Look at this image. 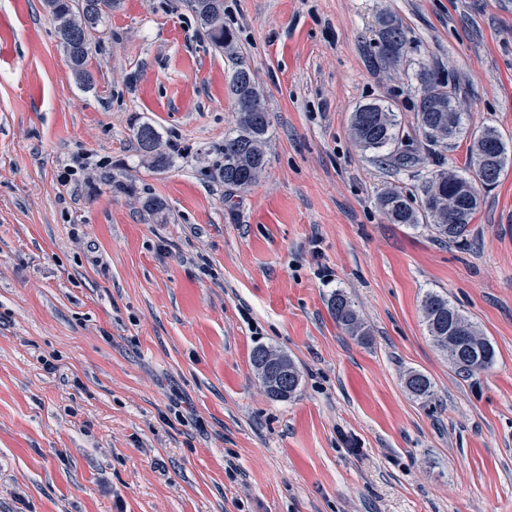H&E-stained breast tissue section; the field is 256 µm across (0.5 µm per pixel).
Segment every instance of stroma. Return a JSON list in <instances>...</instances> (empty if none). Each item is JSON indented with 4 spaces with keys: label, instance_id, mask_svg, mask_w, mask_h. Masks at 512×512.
Returning <instances> with one entry per match:
<instances>
[{
    "label": "stroma",
    "instance_id": "stroma-1",
    "mask_svg": "<svg viewBox=\"0 0 512 512\" xmlns=\"http://www.w3.org/2000/svg\"><path fill=\"white\" fill-rule=\"evenodd\" d=\"M384 11L407 39L391 75L367 63ZM224 21L270 120L242 191L211 167L237 125L231 65L184 0H119L89 90L44 0H0V512H512V164L463 249L377 205L467 168L469 137L416 125L422 68L512 144V0H224ZM372 101L415 166L356 147ZM145 122L169 167L144 160ZM339 290L366 339L332 317ZM429 291L490 340V368H451ZM259 346L297 365L294 398L265 394Z\"/></svg>",
    "mask_w": 512,
    "mask_h": 512
}]
</instances>
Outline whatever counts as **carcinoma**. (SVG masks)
<instances>
[{"label":"carcinoma","instance_id":"1","mask_svg":"<svg viewBox=\"0 0 512 512\" xmlns=\"http://www.w3.org/2000/svg\"><path fill=\"white\" fill-rule=\"evenodd\" d=\"M113 2L45 0L72 74L86 89L93 85L88 60L94 33L112 12ZM187 7L195 14L209 44L232 64L229 91L238 112V125L224 136V143L214 148L217 160L213 169L224 187L244 190L257 182L267 165L266 101L250 69L237 54L233 31L224 25V0H187ZM378 27L368 62L373 71L387 73L403 62L407 42L402 23L395 15L381 14ZM421 81L423 90L417 109L420 131L428 142L446 147L463 133L467 114L460 111L455 90L435 73L424 72ZM351 134L358 147L378 152L399 140L400 129L394 113L381 104L368 103L353 113ZM134 137L139 149L150 156L152 167L163 169L170 165L169 157L159 151L160 135L153 125L141 124ZM510 160L512 155L502 135L485 127L471 134L468 170L472 175L438 170L426 183L420 199L390 190L379 196L378 206L392 224L416 225L425 219L448 245L464 248L469 243L470 224L480 207L479 188L494 186ZM329 309L348 333L363 335L362 323L346 295L335 293ZM421 310L434 346L448 356L457 372L472 376L494 363L495 349L489 339L448 297L429 291L422 298ZM251 362L270 398L286 401L296 395L301 375L287 354L259 346L254 349ZM405 384L416 397L433 395L430 378L419 371L409 372Z\"/></svg>","mask_w":512,"mask_h":512}]
</instances>
